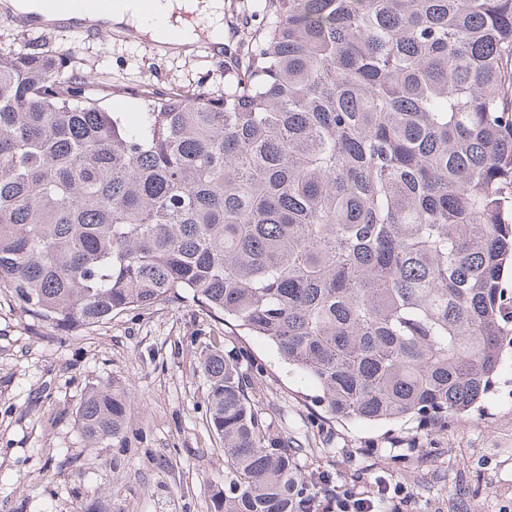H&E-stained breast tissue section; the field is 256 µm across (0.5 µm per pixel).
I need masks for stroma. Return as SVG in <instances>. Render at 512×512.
<instances>
[{
	"label": "stroma",
	"instance_id": "1",
	"mask_svg": "<svg viewBox=\"0 0 512 512\" xmlns=\"http://www.w3.org/2000/svg\"><path fill=\"white\" fill-rule=\"evenodd\" d=\"M240 19L245 51L267 20L264 0H224ZM65 53L79 71L146 91L224 92L223 64L207 49L155 54L148 41L83 38L66 26H18L0 11V52ZM238 347L262 369L257 397L275 432L302 445L303 473L354 477L371 488L377 471L408 486L405 512H500L512 491V370L502 371L483 406L447 429L408 422L386 428L330 418L314 386L284 366L271 344L230 328L178 298L91 329L38 326L0 293V512H213L224 486V449L206 420L198 353ZM120 379L134 394L124 447L93 448L76 410L93 384Z\"/></svg>",
	"mask_w": 512,
	"mask_h": 512
}]
</instances>
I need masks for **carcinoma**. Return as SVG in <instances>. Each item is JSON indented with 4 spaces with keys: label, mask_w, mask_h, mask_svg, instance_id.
I'll use <instances>...</instances> for the list:
<instances>
[{
    "label": "carcinoma",
    "mask_w": 512,
    "mask_h": 512,
    "mask_svg": "<svg viewBox=\"0 0 512 512\" xmlns=\"http://www.w3.org/2000/svg\"><path fill=\"white\" fill-rule=\"evenodd\" d=\"M224 94L0 54V289L62 332L186 292L271 342L341 420H462L512 358V0H265ZM214 512H306L259 370L206 346ZM130 392L76 418L125 438Z\"/></svg>",
    "instance_id": "carcinoma-1"
}]
</instances>
